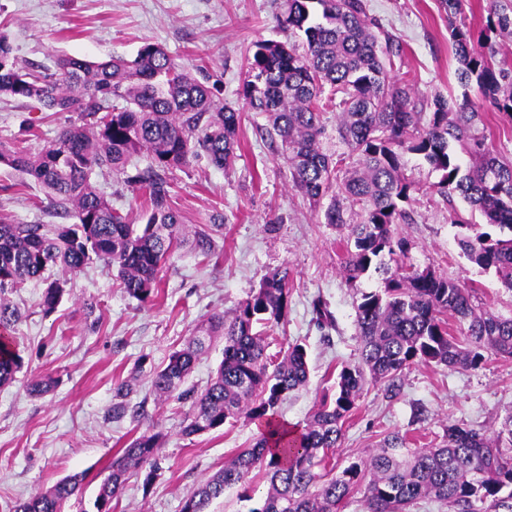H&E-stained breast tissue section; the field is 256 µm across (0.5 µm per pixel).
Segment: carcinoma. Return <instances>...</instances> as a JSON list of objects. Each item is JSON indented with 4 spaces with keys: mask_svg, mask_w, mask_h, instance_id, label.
Listing matches in <instances>:
<instances>
[{
    "mask_svg": "<svg viewBox=\"0 0 512 512\" xmlns=\"http://www.w3.org/2000/svg\"><path fill=\"white\" fill-rule=\"evenodd\" d=\"M466 2L439 0L464 92L452 101L434 97L427 114L416 111L415 92L389 75L386 65L404 49L369 16L365 0H286L281 25L301 43H253L241 92L247 110L265 115L266 133L279 140L294 187L315 207L330 198L324 223L348 229L346 283L354 286L372 271L382 286L362 293L356 307L358 363L341 368L335 391L323 395L299 430L288 429L277 412L308 383L307 351L292 344L275 363L258 330L288 314L286 266L268 271L231 315L207 317L199 335L152 373L157 398L189 404L186 437L242 417L261 427L249 448L183 500L181 512H208L225 490L248 489L259 475L269 487L247 512H338L361 486L363 512H406L425 498L447 503L451 512H512V410L493 434L453 424L441 445L411 448L408 434L394 431L340 474L329 470L366 384L385 382L393 392L415 364L475 369L489 355L512 358V316L478 308L469 289L430 267L401 262L409 241L397 232L404 205L419 191L406 173V157L415 155L438 173L433 188L439 195L450 202L461 197L496 229L452 220L462 229L457 244L463 255L512 291V161L500 158L483 128L491 108L512 119V67L496 62L493 43L512 37V0H483L485 25L478 34L466 22ZM327 87L332 94L324 100ZM0 97L41 112L76 114L48 147L0 143V166L41 187L48 202L35 207L58 219L0 224V330L22 318L7 293L32 280L46 282L39 302L45 316L61 302L70 277L96 263L117 271L129 297L147 302L157 298L175 250L186 247L206 258L214 252L213 231L224 226V215L187 225L172 204L173 170L199 158L224 169L241 147L242 112L218 98L205 67L188 69L147 43L131 59L61 54L51 70L36 65L26 71L0 33ZM329 108L339 110L337 132L352 159L345 170L322 149ZM141 152L149 161L131 175V158ZM97 169L123 177L143 197L140 223H131L97 188ZM53 270L63 277L47 280ZM453 325L464 339L453 335ZM215 336L224 338V357L210 383L201 391L184 388ZM22 365L20 351L0 336V386ZM131 392L125 382L115 388L112 418L140 416L142 406L129 403ZM165 438L152 428L127 441L91 512H112L131 468L145 472L144 485H150L161 470ZM82 480L67 476L20 501L14 512H63Z\"/></svg>",
    "mask_w": 512,
    "mask_h": 512,
    "instance_id": "1",
    "label": "carcinoma"
}]
</instances>
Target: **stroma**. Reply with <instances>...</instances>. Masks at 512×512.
<instances>
[{
    "label": "stroma",
    "instance_id": "obj_1",
    "mask_svg": "<svg viewBox=\"0 0 512 512\" xmlns=\"http://www.w3.org/2000/svg\"><path fill=\"white\" fill-rule=\"evenodd\" d=\"M369 14L404 48L392 75L414 88L418 104L435 95L461 96L458 61L448 20L436 0H367ZM284 0H0V31L10 39L20 65L52 67L59 54L90 61L131 58L147 43L161 45L178 64L205 65L221 100L242 108L241 91L253 42L283 43L294 36L278 18ZM74 115L36 112L16 100L0 101V142L25 138L38 128L37 147L51 145ZM263 114L246 112L239 130L241 149L226 169L198 161L174 170L173 204L186 223L224 216L213 234L209 259L178 251L162 273L158 298L142 303L123 292L113 271L94 265L71 278L55 313L43 316L45 284L27 283L10 299L22 312L11 335L23 366L0 386V512L64 477L84 479L64 512H85L109 473L118 448L133 433L161 430L162 469L151 487L129 472L115 512H180L201 481L230 462L259 434L244 419L223 428L183 436L185 406L156 399L150 374L215 312L231 313L256 290L270 270L291 269L288 315L274 327L269 353L305 345L309 383L283 402L279 419L288 428L304 424L322 395L331 390L336 368L354 364L359 341L355 322L361 292L378 288V276L346 283L344 230L326 224L317 208L298 193L291 173L265 132ZM409 166L420 189L407 206L408 223L398 231L411 244L408 260L471 288L487 310L512 316V292L460 251L452 214L469 217L462 199L446 201L433 188L439 176L422 160ZM19 177L0 166V223L35 224L43 213L32 200L38 187L21 188ZM321 300L335 318L319 327L312 310ZM52 376L53 391L30 396L31 379ZM131 382V404H143L139 419H112L114 387ZM512 409V359L488 357L476 370L418 364L405 370L398 394L367 384L354 415L345 423L333 461L344 468L375 448L390 432L408 433L415 448L439 443L446 426L494 430Z\"/></svg>",
    "mask_w": 512,
    "mask_h": 512
}]
</instances>
